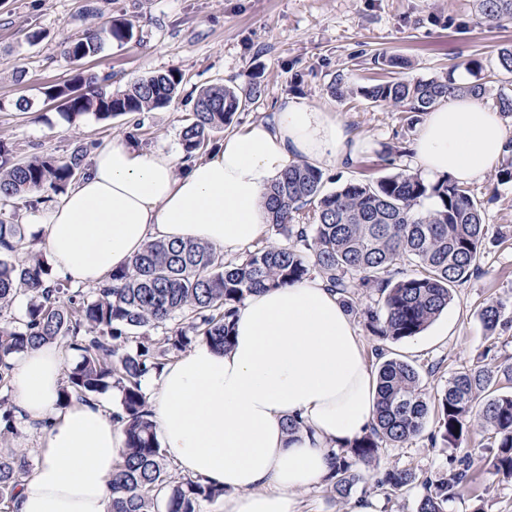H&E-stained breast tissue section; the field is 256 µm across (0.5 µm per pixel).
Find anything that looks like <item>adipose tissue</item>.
Returning <instances> with one entry per match:
<instances>
[{
  "label": "adipose tissue",
  "mask_w": 512,
  "mask_h": 512,
  "mask_svg": "<svg viewBox=\"0 0 512 512\" xmlns=\"http://www.w3.org/2000/svg\"><path fill=\"white\" fill-rule=\"evenodd\" d=\"M361 147L332 112L299 99L183 165L115 141L93 153L86 172L41 216L45 249L74 286L101 284L153 240H190L232 255L260 236L268 222L264 193L290 162L327 167ZM511 148L497 112L457 95L427 112L412 165L466 183ZM66 358L55 341L11 361L17 412L49 423L12 512H107L124 428L103 403L59 406ZM149 389L168 458L181 473L223 487L224 512H295V493L329 473L332 449L372 423L377 375L336 293L312 276L252 293L229 349L199 342ZM292 418L301 428L291 436Z\"/></svg>",
  "instance_id": "adipose-tissue-1"
}]
</instances>
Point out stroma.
<instances>
[{"label": "stroma", "instance_id": "stroma-1", "mask_svg": "<svg viewBox=\"0 0 512 512\" xmlns=\"http://www.w3.org/2000/svg\"><path fill=\"white\" fill-rule=\"evenodd\" d=\"M115 19L133 24L130 42L108 39L94 57L65 58L69 41ZM34 31L40 38L32 42L28 35ZM505 45H512V23L487 26L473 0H0V142L15 160L62 159L76 145L93 149L117 138L178 156L180 132L197 95L220 83L233 88L244 106L216 141L298 97L334 112L353 138L366 142L351 161L324 168L325 188L332 191L349 179L375 180L409 169L406 148L418 131L400 108L335 97L337 74L354 85L449 72L465 83L484 82ZM382 55L404 57L408 64L381 68L376 59ZM170 70L182 76L178 94L166 107L141 114L101 120L89 113L71 123L45 95L48 87L73 83L79 74L105 77V90L114 92ZM23 99L31 109H19ZM468 187L480 203L490 243L471 278L454 287L447 310L420 335L400 341L355 325L368 365L376 366L378 348L411 361L430 402L462 368L483 359H512V323L490 336L479 319L488 302L512 301V182L498 181L492 169ZM489 445L480 427H473L466 448L476 480L460 488L448 512H472L480 496L488 512H512V483L499 482L483 466ZM454 454L421 435L404 447L381 449L378 470L443 469Z\"/></svg>", "mask_w": 512, "mask_h": 512}]
</instances>
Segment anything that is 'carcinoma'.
Here are the masks:
<instances>
[{"label":"carcinoma","instance_id":"obj_1","mask_svg":"<svg viewBox=\"0 0 512 512\" xmlns=\"http://www.w3.org/2000/svg\"><path fill=\"white\" fill-rule=\"evenodd\" d=\"M480 19L490 26L512 22V0H476ZM108 36L130 41L133 25L112 21ZM102 49L101 33L90 29L64 49L80 61ZM500 83L512 81V46L498 52ZM85 94L71 98V86H53L51 100L67 102L70 122L91 112L106 120L167 106L181 79L175 72L137 80L123 90L106 92L95 74L80 76ZM485 82L459 84L453 72L426 81H384L352 86L336 76L334 93L392 103L405 112L424 114L450 96L481 99ZM242 99L226 85L204 88L192 118L180 134L183 156L196 159L241 108ZM0 145V200L7 203L44 188L58 195L81 175L87 149L76 146L69 156L51 155L8 164ZM323 172L297 160L266 192L270 226L286 243L259 242L243 256L196 242L153 241L107 283L88 292L72 290L56 278L47 259L26 249L25 228L0 218V441L15 435L20 419L10 401V360L41 343L65 341L80 360L65 375L59 405L95 398L114 390V416L124 422L127 439L122 462L113 471L108 512H200V504L224 496V489L200 478L181 475L168 459L151 420L141 380L160 374L172 359L199 340L219 349L231 344L234 318L245 299L265 287L299 282L317 272L338 295L347 312L362 319L375 336L399 341L420 335L448 308L452 288L467 280L489 243L482 211L467 187L452 180L426 182L402 171L374 183L351 179L338 189H324ZM426 198L436 199L429 210ZM312 207L306 211V207ZM408 263L412 273L398 270ZM378 292V309H361L355 289ZM25 313L3 319L20 296ZM508 304L495 300L481 311L485 330L494 333L508 323ZM378 391L374 423L339 453L323 479L339 500L350 498L363 480L362 470L378 466L384 445L402 448L421 435L429 418L428 440L459 448L472 422L490 435L492 455L485 460L499 481L512 482V363L477 366L455 373L428 403L421 393V374L407 360L378 354ZM468 452L455 456L444 470L419 473L394 466L376 476L374 489L399 492L421 488L417 512H446L458 488L472 481ZM31 470L24 448H0V510L11 507L22 478Z\"/></svg>","mask_w":512,"mask_h":512}]
</instances>
